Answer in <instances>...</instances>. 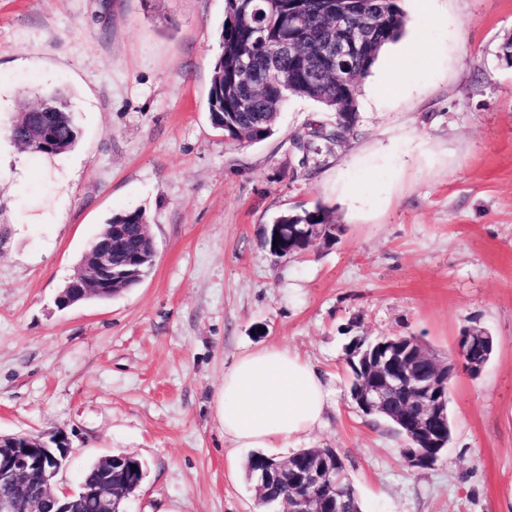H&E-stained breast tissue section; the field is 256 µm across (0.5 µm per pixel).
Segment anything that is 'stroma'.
Here are the masks:
<instances>
[{
  "instance_id": "1",
  "label": "stroma",
  "mask_w": 512,
  "mask_h": 512,
  "mask_svg": "<svg viewBox=\"0 0 512 512\" xmlns=\"http://www.w3.org/2000/svg\"><path fill=\"white\" fill-rule=\"evenodd\" d=\"M402 36L336 115L289 98L273 133L226 139L207 96L225 0H0V433H62L60 490L107 455L140 460L126 512H257L250 449L215 399L242 353L288 346L335 391L312 448L334 449L362 512H512V0H399ZM69 96L78 144L21 152L13 103ZM323 205L336 240L277 259L267 224ZM142 208L157 256L136 287L60 308L106 220ZM494 338L479 377L449 383L452 436L407 444L350 395L353 338L415 336L454 356Z\"/></svg>"
}]
</instances>
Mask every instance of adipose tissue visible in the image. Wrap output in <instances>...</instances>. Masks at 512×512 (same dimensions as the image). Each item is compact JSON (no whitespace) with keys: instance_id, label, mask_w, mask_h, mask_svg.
Instances as JSON below:
<instances>
[{"instance_id":"obj_1","label":"adipose tissue","mask_w":512,"mask_h":512,"mask_svg":"<svg viewBox=\"0 0 512 512\" xmlns=\"http://www.w3.org/2000/svg\"><path fill=\"white\" fill-rule=\"evenodd\" d=\"M332 397L317 367L271 345L243 353L225 371L217 415L235 447L289 449L323 424Z\"/></svg>"}]
</instances>
